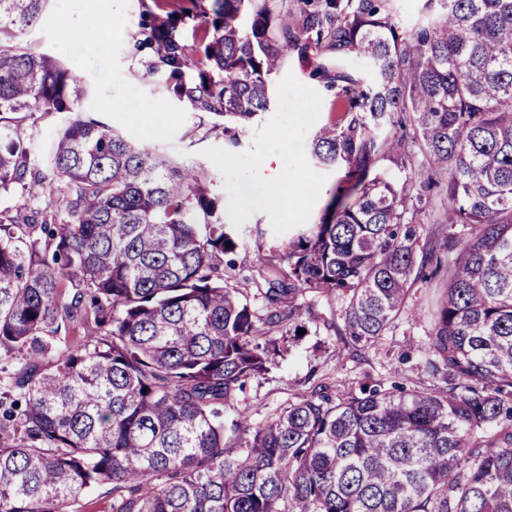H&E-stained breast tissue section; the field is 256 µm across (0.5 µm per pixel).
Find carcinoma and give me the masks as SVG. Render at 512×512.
<instances>
[{"label":"carcinoma","instance_id":"1","mask_svg":"<svg viewBox=\"0 0 512 512\" xmlns=\"http://www.w3.org/2000/svg\"><path fill=\"white\" fill-rule=\"evenodd\" d=\"M50 2L0 0V191L51 197L39 220L0 214V512H75L101 487L112 512H512V0H424L407 27L393 0H207L144 20L149 71L232 147L290 53L327 60L315 75L342 115L311 159L340 178L319 223L259 266L263 314L231 284L239 245L195 166L76 118L45 151L53 180L30 167L19 125L82 94L20 40ZM195 9L197 58L179 31ZM352 53L370 81L328 64ZM433 281L426 368L444 386L320 382L259 424L224 418L276 336L368 349ZM305 297L340 319L303 318Z\"/></svg>","mask_w":512,"mask_h":512}]
</instances>
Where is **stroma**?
<instances>
[{
    "label": "stroma",
    "instance_id": "stroma-1",
    "mask_svg": "<svg viewBox=\"0 0 512 512\" xmlns=\"http://www.w3.org/2000/svg\"><path fill=\"white\" fill-rule=\"evenodd\" d=\"M156 9V0H55L23 39L58 54L83 86L71 114L96 120L138 144L202 169L218 198V218L235 227L241 242L235 283L250 295L254 309H262L251 279L259 258L274 259L283 239L303 225L318 223L338 179L336 171L316 167L309 159L315 134L336 119L333 93L313 76L321 55L312 49L286 59L271 80L268 111L240 133L239 146L232 148L211 114L190 110L161 79L150 75L153 53L136 51L141 21ZM76 11L106 18L95 39L77 41L64 35L61 19ZM140 111L151 112V127L137 122ZM68 116L38 112L24 122L21 134L32 144L35 170L46 171L44 148ZM262 154L273 156L274 168L287 174L285 194L267 193L255 173L254 160ZM292 194L301 195V202L289 204ZM434 291L431 284L415 286L407 304L419 310L417 322L401 323L365 351L345 347L339 337L323 331L279 340L268 371L247 382L237 405L248 406L251 421L258 422L322 381L354 387L374 378L399 381L411 389L436 387L425 368L430 342L426 311Z\"/></svg>",
    "mask_w": 512,
    "mask_h": 512
}]
</instances>
